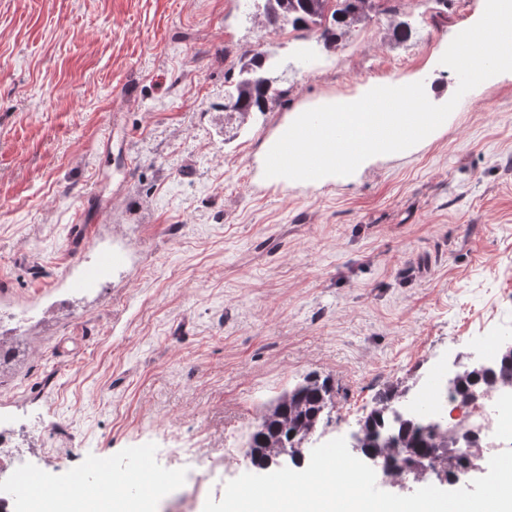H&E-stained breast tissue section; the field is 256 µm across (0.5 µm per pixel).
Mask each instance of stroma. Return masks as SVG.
<instances>
[{
	"mask_svg": "<svg viewBox=\"0 0 512 512\" xmlns=\"http://www.w3.org/2000/svg\"><path fill=\"white\" fill-rule=\"evenodd\" d=\"M484 7L403 0L326 49L257 28L251 0H0V307L30 315L0 329L17 465L53 490L95 458L180 472L156 512H203L307 374L340 388L311 450L387 387L441 405L449 362L512 337V72L354 176L264 175L308 109L417 81L447 102L440 58ZM257 49L288 94L225 137L224 78Z\"/></svg>",
	"mask_w": 512,
	"mask_h": 512,
	"instance_id": "1",
	"label": "stroma"
}]
</instances>
